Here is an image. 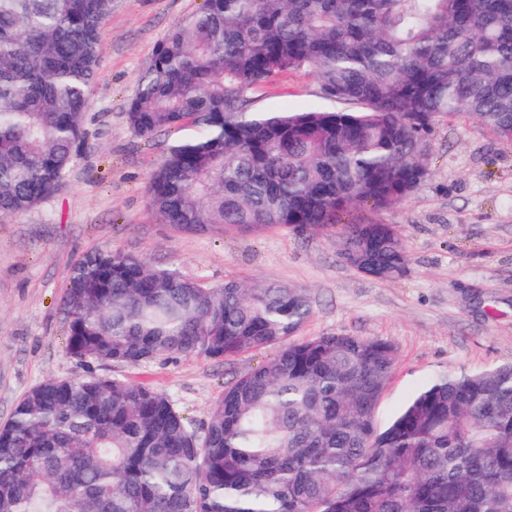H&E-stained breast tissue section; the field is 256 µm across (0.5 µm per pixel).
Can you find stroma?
<instances>
[{
    "mask_svg": "<svg viewBox=\"0 0 512 512\" xmlns=\"http://www.w3.org/2000/svg\"><path fill=\"white\" fill-rule=\"evenodd\" d=\"M201 4L112 0L74 161L53 195L0 219V424L44 380L93 372L164 393L198 427L225 386L274 356L271 348L223 361L192 354L139 367L74 358L62 299L76 260L101 247L210 285L236 280L308 289L313 315L300 337L342 333L393 345L395 364L376 410L380 426L440 369L512 363V146L472 118L433 124L419 188L367 213L398 226L411 258L402 279L376 281L344 264L337 229L224 234L161 223L150 207L149 182L181 136H141L127 123L128 101L158 44ZM251 98L255 112L352 109L323 98L307 70L284 73Z\"/></svg>",
    "mask_w": 512,
    "mask_h": 512,
    "instance_id": "obj_1",
    "label": "stroma"
}]
</instances>
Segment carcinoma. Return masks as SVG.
Masks as SVG:
<instances>
[{
  "label": "carcinoma",
  "instance_id": "cac0c4a2",
  "mask_svg": "<svg viewBox=\"0 0 512 512\" xmlns=\"http://www.w3.org/2000/svg\"><path fill=\"white\" fill-rule=\"evenodd\" d=\"M112 0H0V218L54 194L77 155ZM310 69L360 112H250ZM466 115L512 146V0H203L130 99L143 136L194 130L149 202L187 232L324 230L427 175L425 130ZM346 264L403 278L393 224L351 222ZM67 349L140 366L277 347L197 429L165 394L90 373L49 378L0 425V512H512V364L434 373L379 428L387 342L297 340L305 288L211 286L135 255L72 268Z\"/></svg>",
  "mask_w": 512,
  "mask_h": 512
}]
</instances>
